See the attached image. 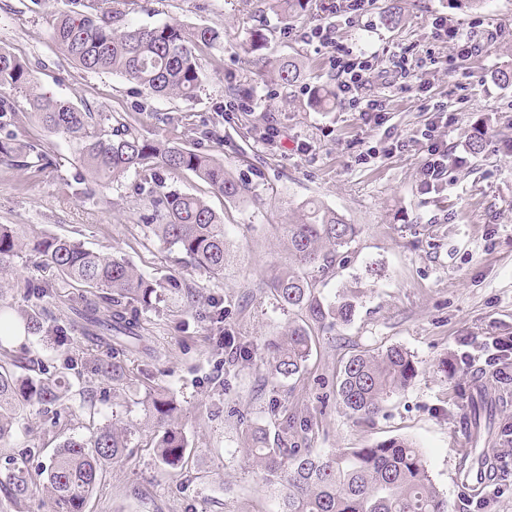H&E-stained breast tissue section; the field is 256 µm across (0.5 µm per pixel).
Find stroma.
<instances>
[{"mask_svg":"<svg viewBox=\"0 0 512 512\" xmlns=\"http://www.w3.org/2000/svg\"><path fill=\"white\" fill-rule=\"evenodd\" d=\"M118 3L134 25L223 30V47L196 51L203 81L194 98L152 97L122 76L81 69L51 39L53 15L63 0H0V47L25 63L36 81L33 89L9 91L10 101L26 110L36 92L111 113L113 123L144 138L210 151L249 190L231 202L211 194L191 173L166 176L176 189L206 197L224 218L234 262L215 281L179 263L176 253L148 235L141 175L128 173L98 190L68 139L35 123L13 129L17 146L49 144L52 162L28 169L0 162V224L72 237L125 257L147 278L173 277L196 290L191 309L168 298L137 307L150 351L127 357L132 379L116 386L97 375L86 340L69 326L67 305L80 287L44 269L37 257L17 262V277L48 286L50 322L68 333L61 341H10L14 357L37 359L49 369L76 360L101 420L136 426L128 456L107 466L87 512H277L276 499L245 453L246 432L256 427L265 429L270 447L297 445L320 454L406 438L422 450L452 512H512V380L497 373L491 346L493 338L512 336V86L492 80L496 71L512 72V0H484L478 7L469 0H401L395 27L385 17L389 0H374L362 22L340 26L336 34L342 45L375 54L379 73L371 92L389 103L394 139L404 143L424 129L439 101L454 116L444 130L449 145L468 151L472 138L482 137V153L468 151L430 194L419 186L423 144H404L358 163L367 145L379 142L380 131L343 105L327 111L310 106L312 88L333 84L325 51L301 37L319 20L315 0L288 26L266 0ZM440 13L476 34L480 52L465 71L435 76L429 91L407 88L393 56L402 49L447 55V45L432 35V19ZM256 30L266 38L263 55L302 63L299 82L284 88L271 73L251 68L249 37ZM232 86L250 95L251 111H226ZM270 126L278 131L271 141L264 137ZM311 200L359 228L343 260L315 275L323 302L351 295L356 313L347 324L313 327L303 371L276 381L259 355L292 316L275 300L268 280L288 253L280 225L296 220ZM216 304L224 310L220 324L211 318ZM228 336L248 345L251 359H234L224 345ZM392 345L414 355L416 378L375 417H353L336 395L342 366L355 354ZM475 381L496 405L491 432L500 476L468 502L457 494L454 473L458 456L475 445L459 421L461 394ZM157 388L170 389L180 408L187 451L175 469L158 461L157 427L143 405ZM88 424L77 416L53 426L32 415L20 422L14 447L30 449L29 468L36 474L48 451L85 433Z\"/></svg>","mask_w":512,"mask_h":512,"instance_id":"35a3bbf8","label":"stroma"}]
</instances>
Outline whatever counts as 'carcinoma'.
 Returning a JSON list of instances; mask_svg holds the SVG:
<instances>
[{"mask_svg":"<svg viewBox=\"0 0 512 512\" xmlns=\"http://www.w3.org/2000/svg\"><path fill=\"white\" fill-rule=\"evenodd\" d=\"M270 9L284 21L306 8L305 0H268ZM81 10L57 13L52 37L77 65L92 73L124 77L150 95L191 98L203 74L196 57L199 45L224 43V32L197 27L131 25L111 0H77ZM253 66L273 68L277 78L291 85L301 78L292 60L271 61L258 55ZM34 76L19 59L0 48V92L31 88ZM336 89L317 88L310 106L331 109ZM19 127L37 121L47 132L73 140L79 160L102 188L134 171L143 176L150 232L179 255L180 262L213 279L224 277L230 259L223 218L201 196L182 193L168 186L165 172H191L203 180L211 193L226 200L242 197L248 187L224 168V161L198 149L144 139L127 128H113L112 115L89 112L69 103L34 93L30 111L16 112L0 104V120ZM0 161L23 167L48 164V153L39 144L21 151L13 139H0ZM288 243V263L274 276L276 300L290 311L322 324H346L355 313L350 299L324 305L314 292V269L326 270L336 263L340 250L357 234L336 211L317 202L302 206L301 218L283 225ZM29 252L42 264L81 288L105 292L119 310L107 318L98 306L85 302L80 310L82 329L93 341L106 344L110 356L100 359L99 371L120 384L127 378L120 355L142 340L138 321L127 317L126 305L149 306L169 291L194 302L195 291L179 288L176 280H150L137 273L122 257L85 249L76 240L55 234H38L18 224H0V447L10 441L17 420L35 406L52 414L51 425L63 415L98 413L90 390L73 392L69 360L53 375L19 373L2 342L16 332L41 336L49 332L46 304L48 288L28 280H10L16 260ZM17 289L24 305L7 300ZM311 331L290 323L288 330L265 344L264 360L275 378H291L304 368L310 352ZM417 376L414 357L406 349L391 346L376 353L360 354L343 366L337 395L353 415L371 418L393 394L408 387ZM146 404L159 433L155 454L159 462L176 468L186 453V443L177 423L178 405L170 392L160 388L148 395ZM465 417L477 430L489 424L493 408L483 398L466 401ZM133 425L117 423L95 427L88 435L74 434L53 450L40 473L52 494L51 512H85V506L105 467L120 461L129 448ZM247 456L264 473L278 499V512H450L448 500L437 490L419 448L406 439H388L371 448H344L315 454L310 448H269L263 429L251 433ZM0 487L16 505L30 498L37 483L30 473L26 454L11 459L0 478Z\"/></svg>","mask_w":512,"mask_h":512,"instance_id":"carcinoma-1","label":"carcinoma"}]
</instances>
